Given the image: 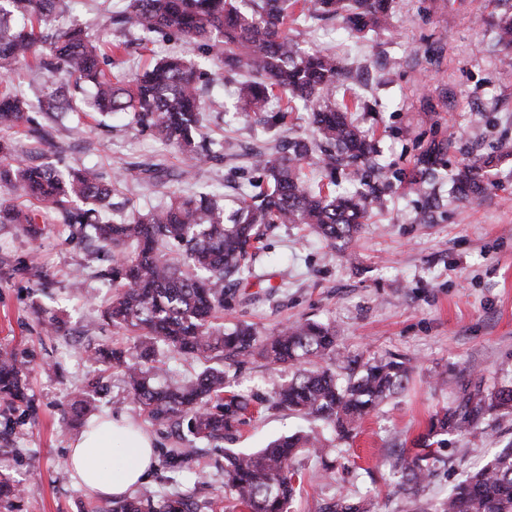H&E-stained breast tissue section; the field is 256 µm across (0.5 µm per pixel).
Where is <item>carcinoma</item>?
Masks as SVG:
<instances>
[{"label": "carcinoma", "mask_w": 512, "mask_h": 512, "mask_svg": "<svg viewBox=\"0 0 512 512\" xmlns=\"http://www.w3.org/2000/svg\"><path fill=\"white\" fill-rule=\"evenodd\" d=\"M300 17L334 19L350 33L387 30L390 0H293ZM288 0H129L123 20L147 34H171L193 49H217L224 73L237 76L234 93L245 111L269 129L281 123L284 111L302 103L311 108L310 138L288 143L266 140L250 152L251 168L260 182L237 187L226 199L213 193L183 196L169 193V202L142 213L132 209L108 219L110 198L128 190L125 175H106L94 168L61 170L47 163L28 165L14 151L17 136L47 143L53 126L33 116L41 112L59 120L82 112L68 85H92L91 108L102 114L123 113L133 132H150L172 145L184 167L179 182L215 159L206 146L200 115L217 104L205 96L206 73L181 53H173L135 74L107 68L112 56L126 50L122 41L102 42L76 25H58L70 11V0H0V69L25 64L48 74L42 97L34 104L8 85L0 87V224L37 223L40 211L54 213L60 224L91 231L98 251L109 256L105 276L115 294L104 317L113 325L140 331L138 355L121 349L96 351L107 364L123 371L129 396L157 425L177 429L189 444L222 437L244 422L250 401L231 390L224 360L238 364L263 357L290 376L276 386L271 407L300 414L334 427L348 439L361 421L384 401L405 390L410 371L406 361L391 356L365 363L351 358L336 342V331L318 322L285 325L261 335L249 324L227 332L216 323L235 296V287L254 277L252 251L264 247L267 234L279 224H308L331 247L352 241L368 215L383 204L387 179L378 160L375 139L348 120L353 110L368 111L365 101L333 102L331 95L344 75L336 52L302 50L288 34L297 19ZM495 39L512 48V15L496 24ZM283 111H269L270 102ZM438 147L417 158L423 177L436 173ZM490 159L462 164L450 177L449 192L461 200L477 199L494 184ZM320 174L313 189L304 169ZM160 166L139 169L138 184L153 188ZM20 192L37 202L33 208L14 202ZM166 347L203 359L207 365L192 379L169 385L156 354ZM23 364L13 352L0 351V401L15 407L26 401ZM99 382L87 383L72 399L80 417L94 406ZM512 416V384L488 392L464 391L458 404L435 415L415 452L390 461L398 485L417 496L436 476V448L445 436L470 432L487 420ZM327 444L319 434L299 431L254 452L224 453V488L235 512H288L301 474L292 461L302 451L323 456ZM195 448H174L165 465L179 473ZM156 494L114 501L104 512H193L187 495L154 506ZM324 512H364L359 502L333 500ZM435 512H512V444L469 472L449 491Z\"/></svg>", "instance_id": "cac0c4a2"}]
</instances>
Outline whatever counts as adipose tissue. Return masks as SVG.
I'll use <instances>...</instances> for the list:
<instances>
[{
    "label": "adipose tissue",
    "mask_w": 512,
    "mask_h": 512,
    "mask_svg": "<svg viewBox=\"0 0 512 512\" xmlns=\"http://www.w3.org/2000/svg\"><path fill=\"white\" fill-rule=\"evenodd\" d=\"M119 439L126 442L123 453L109 461L112 444ZM67 464L92 496L120 498L135 490L153 469L154 441L127 418L114 416L93 422L71 443Z\"/></svg>",
    "instance_id": "obj_1"
}]
</instances>
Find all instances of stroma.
Segmentation results:
<instances>
[{"label":"stroma","mask_w":512,"mask_h":512,"mask_svg":"<svg viewBox=\"0 0 512 512\" xmlns=\"http://www.w3.org/2000/svg\"><path fill=\"white\" fill-rule=\"evenodd\" d=\"M127 0H73L66 21L105 41L129 48L113 70L133 72L186 47L182 39L143 34L112 23ZM512 0H393L383 32L349 35L332 20L311 19L290 33L306 49L336 50L348 72L338 93L366 100L370 111L353 113L374 133L379 161L388 172L383 210L374 212L358 237L328 248L310 230L281 224L252 258L257 274L238 289L222 322L255 324L260 333L306 320L335 326L340 346L360 360L396 355L413 367L408 387L365 417L353 436L337 440L320 425L332 450L327 460L304 454L296 465L303 483L291 512H319L338 496L366 503L371 512H429L453 485L512 440V420L502 427L449 436L438 472L410 501L398 491L388 460L426 432L431 417L453 405L464 387L490 390L512 382V65L495 41V25ZM70 115L55 123V150L44 161L59 167L121 168L152 162L179 165L174 147L148 133L128 131L121 114L89 122L83 137ZM203 130L214 141L216 161L201 166L186 194H233L254 174L247 158L256 142L311 134L303 108L283 125L266 129L235 112L206 111ZM444 147L436 177L420 179L416 161L430 143ZM502 156L497 184L465 203L448 193V176L474 156ZM37 235L0 224V348L23 358L28 372L25 412L0 405V478L19 483V505L0 512H92L89 496L65 459L71 440L95 419L124 415L148 431L157 454L178 447L165 428L135 405L118 370L93 360L95 348L132 347L135 335L104 319L111 281L99 277L95 243L71 228L40 220ZM66 330L46 331L44 318ZM235 390L252 402L270 398L279 378L261 357L227 367ZM106 387L84 417L64 412L88 380ZM309 421L261 407L247 424L221 440L200 442L178 477L156 462L145 481L160 497L191 495L198 512H229L224 493V451L256 449L308 429Z\"/></svg>","instance_id":"35a3bbf8"}]
</instances>
